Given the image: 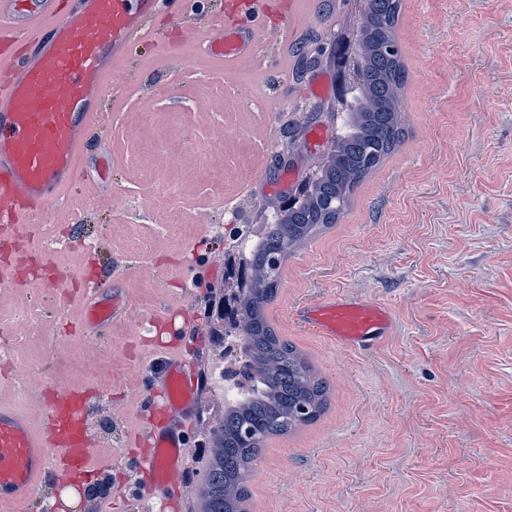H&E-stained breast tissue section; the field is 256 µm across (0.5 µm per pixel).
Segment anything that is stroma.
I'll return each instance as SVG.
<instances>
[{"label": "stroma", "instance_id": "35a3bbf8", "mask_svg": "<svg viewBox=\"0 0 512 512\" xmlns=\"http://www.w3.org/2000/svg\"><path fill=\"white\" fill-rule=\"evenodd\" d=\"M324 21L300 15L297 45L267 61L225 68L193 55L196 34L158 17L154 47H136V71L114 69L120 99L106 133L117 167L99 192L97 156L83 169L70 210L30 233L53 238L95 206L98 223L71 247L28 261L47 264L56 287L34 281L0 291V341L10 318L34 324L0 368V402L40 421L43 405L17 377L50 372L58 384L109 390L112 512H197L183 484L169 508L133 504L135 434L151 420L146 389L165 345L186 356L209 329L196 302L221 280L235 225L257 230L267 204L298 195L327 144L309 128L341 123L336 91L307 96L303 75L335 76L336 35L355 27L357 0H321ZM399 41L409 71L407 133L400 149L356 190L349 209L285 262L267 308L279 336L325 378L326 411L292 434L269 438L249 484L248 512H512V0H404ZM152 180L158 198L141 195ZM108 235L114 255L143 264L112 279L139 319L91 339L74 270L106 260L88 250ZM340 292L391 312L388 334L353 350L296 324L291 307ZM70 296L69 313L54 308ZM166 308L170 321L142 325ZM190 328L180 338L174 325Z\"/></svg>", "mask_w": 512, "mask_h": 512}]
</instances>
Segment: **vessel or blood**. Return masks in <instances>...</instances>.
Listing matches in <instances>:
<instances>
[{
	"label": "vessel or blood",
	"mask_w": 512,
	"mask_h": 512,
	"mask_svg": "<svg viewBox=\"0 0 512 512\" xmlns=\"http://www.w3.org/2000/svg\"><path fill=\"white\" fill-rule=\"evenodd\" d=\"M305 7L314 11L318 4L289 0L277 32L269 0H211L203 12L192 0H0V234L34 249L23 227L69 209L79 165L112 125L104 105L112 70L132 63L134 47L157 42L158 14L195 30L197 55L230 65L292 37ZM109 294L108 279H84L80 302L89 325L108 329L126 317L127 304ZM291 316L331 341L359 347L377 342L390 323L383 307L342 298L308 303ZM150 385L155 423L139 433L144 447L132 466L134 490L162 502L183 479L199 383L175 349ZM35 390L45 402L40 425L0 404V512H30L37 500L52 512H104L73 478L78 469L112 468L92 457L102 443L92 415L103 394L45 379Z\"/></svg>",
	"instance_id": "obj_1"
}]
</instances>
